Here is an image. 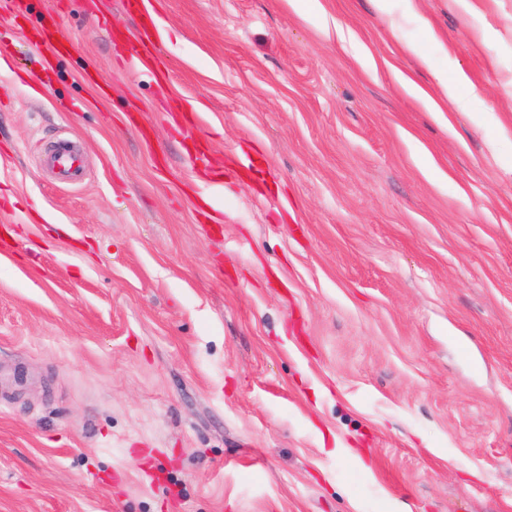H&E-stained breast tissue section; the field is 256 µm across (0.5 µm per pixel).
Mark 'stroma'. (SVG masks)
<instances>
[{
	"mask_svg": "<svg viewBox=\"0 0 512 512\" xmlns=\"http://www.w3.org/2000/svg\"><path fill=\"white\" fill-rule=\"evenodd\" d=\"M10 2L0 512H512V0ZM433 78L439 86L445 100L458 112H468L471 109L472 97L461 95L457 91L458 81L448 79V72L436 68L431 69Z\"/></svg>",
	"mask_w": 512,
	"mask_h": 512,
	"instance_id": "1",
	"label": "stroma"
}]
</instances>
